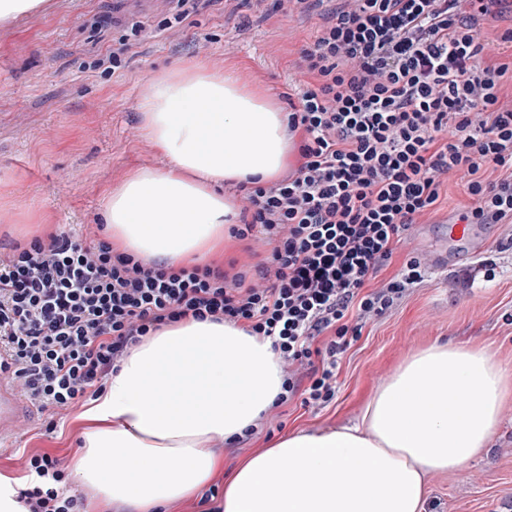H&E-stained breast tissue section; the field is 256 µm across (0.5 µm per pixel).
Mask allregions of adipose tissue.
I'll return each mask as SVG.
<instances>
[{
  "instance_id": "ef3b65f1",
  "label": "adipose tissue",
  "mask_w": 512,
  "mask_h": 512,
  "mask_svg": "<svg viewBox=\"0 0 512 512\" xmlns=\"http://www.w3.org/2000/svg\"><path fill=\"white\" fill-rule=\"evenodd\" d=\"M140 118L167 158L104 198L113 248L177 264L219 260L232 241L228 184H265L288 165V117L200 62L152 77ZM164 388L161 396L148 386ZM282 392L269 340L244 325L186 319L135 346L79 419L72 475L103 504L159 512L216 474V438L254 425ZM512 374L485 349L435 342L398 366L359 423L284 436L241 464L223 512H423L425 478L488 448Z\"/></svg>"
}]
</instances>
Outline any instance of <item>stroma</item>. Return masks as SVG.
<instances>
[{
  "label": "stroma",
  "mask_w": 512,
  "mask_h": 512,
  "mask_svg": "<svg viewBox=\"0 0 512 512\" xmlns=\"http://www.w3.org/2000/svg\"><path fill=\"white\" fill-rule=\"evenodd\" d=\"M322 21L321 8L303 0L287 10L278 0H47L0 23V247L58 230L99 237L106 190L165 165L139 116L152 76L198 60L284 107L303 87L295 63ZM124 40L118 67H99ZM468 206L462 181L452 178L436 209L394 244L377 282L411 258L428 275L364 320L339 361L333 401L317 408L292 400L270 411L252 439L215 441L225 469L289 433L354 423L420 346H481L512 371V224H472L468 239H456L450 226ZM42 423L34 417L0 444V476L24 479L28 453L70 460L79 447L76 415L50 434ZM426 484L424 512H500L512 499V404L489 448L463 472L433 473Z\"/></svg>",
  "instance_id": "obj_1"
}]
</instances>
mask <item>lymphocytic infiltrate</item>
I'll return each mask as SVG.
<instances>
[{"instance_id": "1", "label": "lymphocytic infiltrate", "mask_w": 512, "mask_h": 512, "mask_svg": "<svg viewBox=\"0 0 512 512\" xmlns=\"http://www.w3.org/2000/svg\"><path fill=\"white\" fill-rule=\"evenodd\" d=\"M512 0H343L300 50L307 83L288 115L297 165L245 190L234 237L271 251L245 273L150 264L103 239L62 231L0 253V350L54 432L144 336L183 319L242 323L268 338L283 373L277 405L322 406L336 394L341 355L360 327L427 270L411 259L367 283L409 225L431 212L457 172L471 224L512 223V56L482 64L479 20ZM25 512H79L49 453L25 460Z\"/></svg>"}]
</instances>
